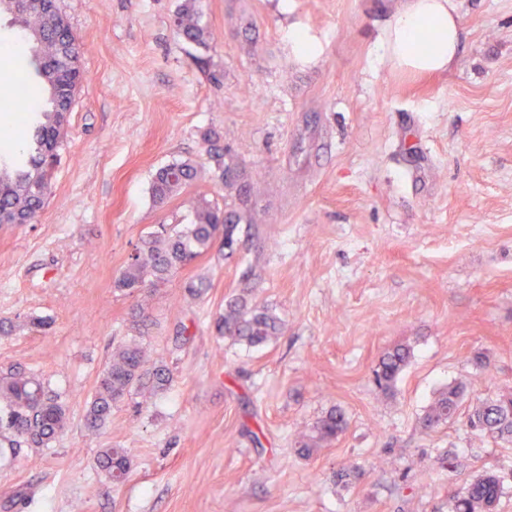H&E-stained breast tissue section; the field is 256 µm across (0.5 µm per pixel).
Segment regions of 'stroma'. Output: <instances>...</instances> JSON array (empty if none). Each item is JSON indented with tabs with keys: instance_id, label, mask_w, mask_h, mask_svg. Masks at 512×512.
<instances>
[{
	"instance_id": "35a3bbf8",
	"label": "stroma",
	"mask_w": 512,
	"mask_h": 512,
	"mask_svg": "<svg viewBox=\"0 0 512 512\" xmlns=\"http://www.w3.org/2000/svg\"><path fill=\"white\" fill-rule=\"evenodd\" d=\"M181 2L56 0L86 79L44 208L0 224V319L14 323L0 369L65 393L69 422L47 448L0 441V512H452L462 480L485 473L512 512V443L477 438L465 416L512 391V0H457V59L436 74L379 58L405 0H200L205 49L176 36ZM209 129L257 185L248 203L212 179ZM186 158L201 178L154 205L156 171ZM201 194L258 214L234 254L115 292L142 238L188 223ZM197 276L210 287L192 300ZM240 295L280 318L276 340L218 335ZM140 304L173 382L87 434ZM400 344L412 358L386 396L373 370ZM451 383L463 415L423 428ZM334 407L345 433L298 454ZM102 448L126 449L123 483L100 471Z\"/></svg>"
}]
</instances>
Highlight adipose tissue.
Instances as JSON below:
<instances>
[{"instance_id": "1", "label": "adipose tissue", "mask_w": 512, "mask_h": 512, "mask_svg": "<svg viewBox=\"0 0 512 512\" xmlns=\"http://www.w3.org/2000/svg\"><path fill=\"white\" fill-rule=\"evenodd\" d=\"M433 27L438 40L432 50L418 47L417 36ZM460 43L455 0H408L393 15L380 44L388 61L423 72H444L456 61Z\"/></svg>"}]
</instances>
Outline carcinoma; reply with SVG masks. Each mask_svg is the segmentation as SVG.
Returning <instances> with one entry per match:
<instances>
[{"mask_svg":"<svg viewBox=\"0 0 512 512\" xmlns=\"http://www.w3.org/2000/svg\"><path fill=\"white\" fill-rule=\"evenodd\" d=\"M27 3L22 32L34 44L33 64L48 88L46 104L35 101L33 111L41 113V121L33 129L32 152L24 167L0 169V224L12 218L32 219L42 210L51 185L40 180L44 153L62 144L67 128V113L62 91L80 86L84 72L80 68L85 45L69 25L55 22L54 17L38 8L36 0H0V12H14L20 3ZM177 35L196 47L209 46V33L202 24L198 0H182L174 20ZM208 153L218 170L217 178L226 187H237L238 196L251 195L254 188L240 183L238 168L224 161V149L212 133L204 134ZM200 170L190 159L176 160L159 168L152 180L153 201L164 205L180 195L199 178ZM242 216L224 209L205 195L199 196L193 208V220L179 231L167 225L148 233L136 247L125 268L114 281V288L124 294H135L165 285L178 271L197 257L208 253L216 242L224 240L225 254L234 253L238 224ZM220 333L244 343L260 347L274 340L280 331L279 319L264 308H249L244 300L228 301L217 323ZM411 358L407 346H396L384 353L375 369L377 386L390 392L403 368ZM170 384V372L149 363L147 353L132 341L112 350L109 362L99 377L95 391L87 403L85 428L96 432L112 417V407L133 392L158 391ZM464 386L460 383L443 387L422 417L427 428L448 423L460 406ZM68 406L62 394L46 385L37 375L19 367L0 371V436H8L14 452L22 448H47L68 425ZM469 427L480 436L512 438V393L491 396L467 415ZM347 428L344 413L332 409L320 418L313 433L300 440L304 456L317 453L335 441ZM99 468L114 480L126 478L130 459L123 448H104L97 457ZM461 494L455 497L453 512H496L503 494V483L494 474H484L464 482Z\"/></svg>","mask_w":512,"mask_h":512,"instance_id":"1","label":"carcinoma"}]
</instances>
